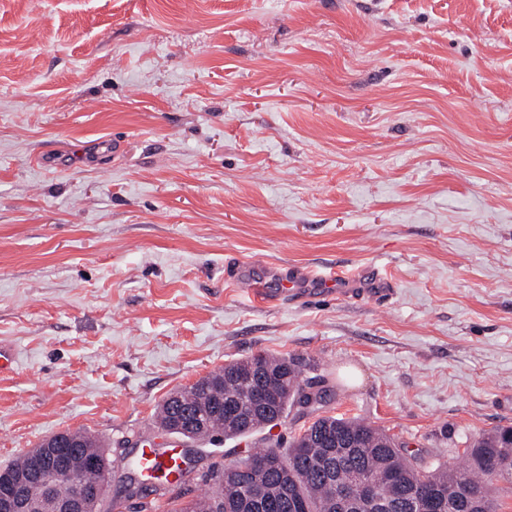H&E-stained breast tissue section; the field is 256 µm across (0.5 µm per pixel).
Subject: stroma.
<instances>
[{"mask_svg":"<svg viewBox=\"0 0 512 512\" xmlns=\"http://www.w3.org/2000/svg\"><path fill=\"white\" fill-rule=\"evenodd\" d=\"M296 267L352 291L247 294ZM0 345V465L80 428L116 490L259 353L431 461L512 426V0H0Z\"/></svg>","mask_w":512,"mask_h":512,"instance_id":"35a3bbf8","label":"stroma"}]
</instances>
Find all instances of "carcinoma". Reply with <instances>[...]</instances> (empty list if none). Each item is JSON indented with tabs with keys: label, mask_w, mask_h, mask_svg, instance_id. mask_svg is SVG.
Segmentation results:
<instances>
[{
	"label": "carcinoma",
	"mask_w": 512,
	"mask_h": 512,
	"mask_svg": "<svg viewBox=\"0 0 512 512\" xmlns=\"http://www.w3.org/2000/svg\"><path fill=\"white\" fill-rule=\"evenodd\" d=\"M232 364L242 370L252 365L263 369L261 379L228 374L224 366L209 374L202 385L186 386L176 401H163L157 421L165 427L177 422L190 433V439L249 436L276 425L291 409L294 400L312 389L301 378L303 363L293 357L258 354ZM204 410L203 424L195 412ZM508 429L498 428L475 437L458 463L440 464L422 456H409L404 447L385 432L354 419L322 416L279 451L281 442L250 448L248 462L230 475L211 465L196 477L206 487L207 507L191 509L181 505L173 512H339L336 485L349 483L361 494V483L375 489L385 512H420L419 505L433 499L431 512H500L493 482L512 483V442ZM89 455L103 465L79 473L76 482L59 481L47 488L38 475L19 486L18 492L30 500L65 499L80 489L91 497L107 496L111 482V458L101 441L77 429ZM35 459L28 452L3 469L13 473L33 471Z\"/></svg>",
	"instance_id": "carcinoma-1"
}]
</instances>
